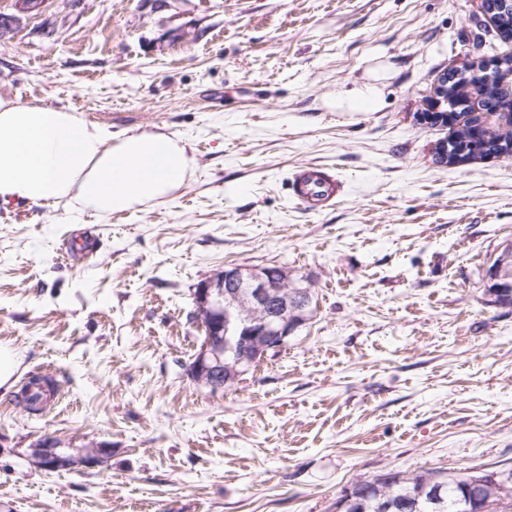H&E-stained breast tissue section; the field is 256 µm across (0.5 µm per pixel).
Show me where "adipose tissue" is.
Listing matches in <instances>:
<instances>
[{
	"mask_svg": "<svg viewBox=\"0 0 512 512\" xmlns=\"http://www.w3.org/2000/svg\"><path fill=\"white\" fill-rule=\"evenodd\" d=\"M194 158L174 134L110 129L68 108L0 96V201L122 214L180 189Z\"/></svg>",
	"mask_w": 512,
	"mask_h": 512,
	"instance_id": "adipose-tissue-1",
	"label": "adipose tissue"
}]
</instances>
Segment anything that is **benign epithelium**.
Instances as JSON below:
<instances>
[{"label":"benign epithelium","mask_w":512,"mask_h":512,"mask_svg":"<svg viewBox=\"0 0 512 512\" xmlns=\"http://www.w3.org/2000/svg\"><path fill=\"white\" fill-rule=\"evenodd\" d=\"M500 105L487 109L474 103L473 132L486 134L508 127L512 133V71L495 74ZM448 106V73H441L432 88L430 109ZM498 260L485 269L484 282L496 284L499 305L512 306V241L497 250ZM311 304L310 286L294 279L283 265L246 268L226 265L202 280L194 290L193 318L204 332L189 374L211 391L224 389L229 380L239 381L256 362V356L278 351L306 323ZM62 441L42 443L41 467L57 470L68 460L55 452Z\"/></svg>","instance_id":"obj_1"}]
</instances>
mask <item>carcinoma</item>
<instances>
[{
  "mask_svg": "<svg viewBox=\"0 0 512 512\" xmlns=\"http://www.w3.org/2000/svg\"><path fill=\"white\" fill-rule=\"evenodd\" d=\"M498 89L494 80L485 75L451 74L448 78V100L477 95L481 103H497ZM512 157V137L489 136L475 140L470 137L468 122L454 131L448 140L447 164L452 165L466 156ZM485 470L471 469L464 473L445 470H427L416 475L400 472L389 477L381 473L364 478L351 485L354 497L341 512H380V505L391 502L419 501L421 512H459L457 503L469 485L484 477ZM486 512H512V501L501 506L496 484L485 482L480 487Z\"/></svg>",
  "mask_w": 512,
  "mask_h": 512,
  "instance_id": "1",
  "label": "carcinoma"
}]
</instances>
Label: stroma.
Masks as SVG:
<instances>
[{
  "label": "stroma",
  "mask_w": 512,
  "mask_h": 512,
  "mask_svg": "<svg viewBox=\"0 0 512 512\" xmlns=\"http://www.w3.org/2000/svg\"><path fill=\"white\" fill-rule=\"evenodd\" d=\"M479 5L0 0V96L195 158L120 215L0 204V512H334L360 477L512 467V307L483 290L512 159L436 164L451 129L419 117L438 75L505 51ZM311 164L343 184L318 211L290 189ZM229 264L288 265L315 310L213 392L188 374L193 290ZM49 438L70 466H39Z\"/></svg>",
  "instance_id": "35a3bbf8"
}]
</instances>
